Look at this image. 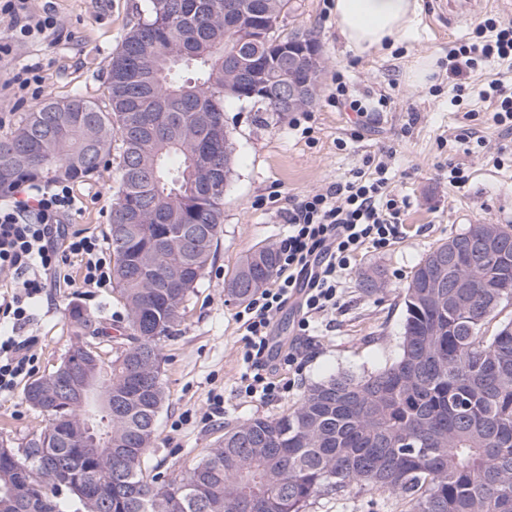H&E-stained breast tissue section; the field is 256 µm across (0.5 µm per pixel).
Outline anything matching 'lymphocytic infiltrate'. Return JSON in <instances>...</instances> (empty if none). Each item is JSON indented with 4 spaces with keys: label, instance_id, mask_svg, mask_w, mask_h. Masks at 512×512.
<instances>
[{
    "label": "lymphocytic infiltrate",
    "instance_id": "obj_1",
    "mask_svg": "<svg viewBox=\"0 0 512 512\" xmlns=\"http://www.w3.org/2000/svg\"><path fill=\"white\" fill-rule=\"evenodd\" d=\"M13 28L0 41V54L15 42L52 28L54 16L28 12L26 0H0V15ZM512 63V22L488 18L470 42L448 52V72L461 76L480 66ZM288 234L277 249L272 283L261 289L239 313L243 329L242 361L246 371L240 391L265 402L293 390L282 373L297 362L296 345H271L275 316L297 304L296 333L310 335L316 317L332 312L339 299L341 275L364 250H383L398 234L401 202L389 188L387 168L356 170L342 183L278 205L269 197ZM80 209L69 182L51 187L23 184L0 200V273L9 284L0 290V396L11 394L37 370V339L30 334L36 304L52 283L79 285L94 298L112 285V248L103 238L68 225Z\"/></svg>",
    "mask_w": 512,
    "mask_h": 512
}]
</instances>
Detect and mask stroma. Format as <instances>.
I'll list each match as a JSON object with an SVG mask.
<instances>
[{
	"mask_svg": "<svg viewBox=\"0 0 512 512\" xmlns=\"http://www.w3.org/2000/svg\"><path fill=\"white\" fill-rule=\"evenodd\" d=\"M419 22L410 42L354 51L336 28L334 0H290L282 34L313 33L323 48L326 68L314 107L287 113L273 127L255 120L249 104L228 102L224 121L235 143L236 176L224 192L223 232L214 263L187 303L180 333L160 343L167 399L161 410L158 437L142 461L147 474L188 471L224 433V425L258 415H275L294 404L305 387L339 372L359 374L392 364L399 355L404 309L400 292L421 257L436 243L472 224L512 225V157H499L506 143L480 97L493 76L512 79L511 71H476L463 83L466 97L453 100L454 79L447 73L448 51L468 42L478 21L497 16L512 21V0L476 12L471 20L450 26L439 16L438 0H419ZM147 0H28L30 13H52L54 28L14 45L0 55V138L9 136L37 99L22 94L6 79L28 65L40 64L45 80L39 99L64 100L81 93L108 102L106 71L128 30L143 17ZM429 59L425 80L411 78L416 59ZM370 110L356 115L332 106L329 95L337 74ZM387 106H378L380 96ZM477 110L476 129L485 141L463 153L454 139L466 125L465 113ZM309 135H302V128ZM386 157L396 195L405 199L399 233L384 250L358 256L341 284L336 313L316 319L313 337L294 339L297 306L285 308L274 323L283 343L298 342L302 369L288 395L269 402L239 391L240 355L244 346L237 313L241 303L224 293L227 279L258 245H277L288 233L274 208L258 207L260 198L279 192L288 198L350 178L370 158ZM468 170L463 188L448 184L449 163ZM119 158L105 157L98 172L73 182L82 209L72 223L108 231L113 198L119 187ZM380 270L378 290L366 293L363 274ZM83 300L73 287L48 289L35 310L33 333L40 374H48L76 337L69 324V302ZM107 336L101 345L111 354L122 341L126 312L112 292L87 301ZM224 398V415L205 423L200 415L210 395ZM43 426L22 392L0 400V441L26 442Z\"/></svg>",
	"mask_w": 512,
	"mask_h": 512,
	"instance_id": "obj_1",
	"label": "stroma"
}]
</instances>
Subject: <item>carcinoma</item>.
<instances>
[{
	"mask_svg": "<svg viewBox=\"0 0 512 512\" xmlns=\"http://www.w3.org/2000/svg\"><path fill=\"white\" fill-rule=\"evenodd\" d=\"M127 32L107 76L108 106L80 94L49 100L0 139V192L23 181L93 176L119 142L120 185L112 203V292L127 311L125 343L112 358L85 354L96 316L68 307L79 340L61 363L112 395V413L59 391L54 372L24 389L45 421L0 461V512H20L12 489L27 487V512H305L325 495L398 498L404 512H512V225L497 232L505 255L450 277L467 288L430 301L435 257L417 264L404 287L401 352L361 375L337 373L305 388L274 416L227 423L187 474L149 478L142 457L154 447L166 400L158 344L179 331L186 302L215 257L231 183V132L224 102L249 101L274 126V96L288 83L275 21L288 0H149ZM133 232L121 244L115 229ZM277 251L259 245L224 282L245 302L275 276ZM494 330H489L490 324ZM83 449L95 474L63 482L57 469Z\"/></svg>",
	"mask_w": 512,
	"mask_h": 512,
	"instance_id": "1",
	"label": "carcinoma"
}]
</instances>
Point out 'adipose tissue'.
Listing matches in <instances>:
<instances>
[{
    "mask_svg": "<svg viewBox=\"0 0 512 512\" xmlns=\"http://www.w3.org/2000/svg\"><path fill=\"white\" fill-rule=\"evenodd\" d=\"M419 10L418 0H335L336 26L357 52L409 41Z\"/></svg>",
    "mask_w": 512,
    "mask_h": 512,
    "instance_id": "obj_1",
    "label": "adipose tissue"
}]
</instances>
